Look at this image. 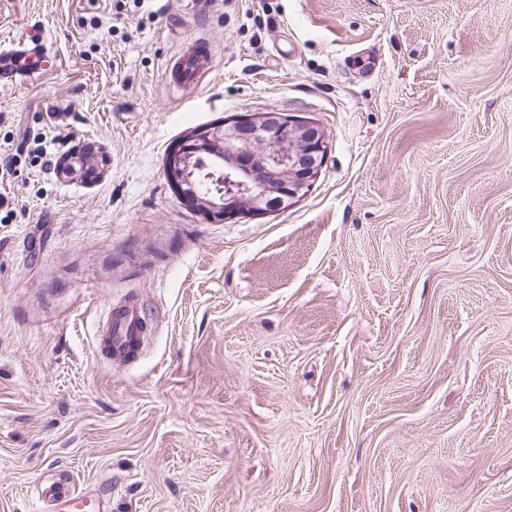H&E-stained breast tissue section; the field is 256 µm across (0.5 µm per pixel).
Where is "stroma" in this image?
<instances>
[{"instance_id":"35a3bbf8","label":"stroma","mask_w":512,"mask_h":512,"mask_svg":"<svg viewBox=\"0 0 512 512\" xmlns=\"http://www.w3.org/2000/svg\"><path fill=\"white\" fill-rule=\"evenodd\" d=\"M43 30L0 80V512L46 477L112 512H512V0H0V42ZM269 109L324 129L310 190L186 209L170 147ZM50 55L51 40L47 37L35 40L24 37L0 46L1 65L10 68L23 66L28 80H31L49 62ZM212 59L211 45L204 38L193 41L192 50L180 56L172 68L170 84L174 89H183L201 78L209 70ZM145 335L144 321L138 306L126 303L112 309L97 330L99 349L111 358L127 359L137 353Z\"/></svg>"}]
</instances>
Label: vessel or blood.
I'll return each mask as SVG.
<instances>
[{"instance_id": "b4317fda", "label": "vessel or blood", "mask_w": 512, "mask_h": 512, "mask_svg": "<svg viewBox=\"0 0 512 512\" xmlns=\"http://www.w3.org/2000/svg\"><path fill=\"white\" fill-rule=\"evenodd\" d=\"M50 55V39L24 37L0 46V65L10 68L23 66L27 77L31 78L48 63ZM211 59L208 40L195 39L191 51L174 63L172 87L180 90L198 82L209 70ZM144 335V321L138 306L126 303L112 309L97 331L96 342L108 356L125 359L141 349ZM36 491L47 512H107L106 499L93 486L79 491L67 480L45 478L37 484Z\"/></svg>"}]
</instances>
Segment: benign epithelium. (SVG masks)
<instances>
[{
    "label": "benign epithelium",
    "mask_w": 512,
    "mask_h": 512,
    "mask_svg": "<svg viewBox=\"0 0 512 512\" xmlns=\"http://www.w3.org/2000/svg\"><path fill=\"white\" fill-rule=\"evenodd\" d=\"M325 154L319 124L269 110L190 131L170 149L164 173L187 209L225 223L288 209L316 180ZM207 161L224 171V192L209 197L185 191ZM87 167L85 152L59 163L60 172L71 175Z\"/></svg>",
    "instance_id": "7a95c632"
}]
</instances>
